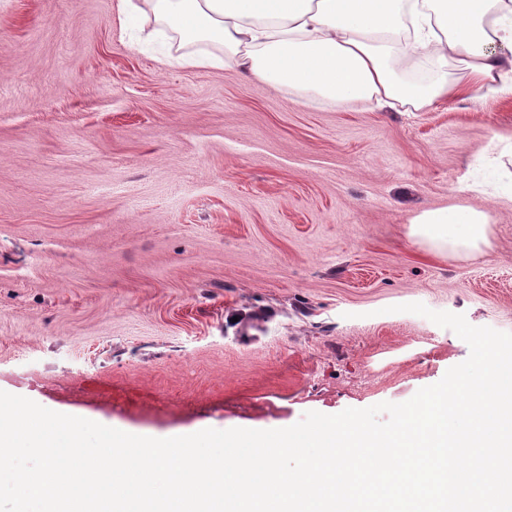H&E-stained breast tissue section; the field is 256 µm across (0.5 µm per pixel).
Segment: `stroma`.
Returning <instances> with one entry per match:
<instances>
[{"instance_id": "1", "label": "stroma", "mask_w": 512, "mask_h": 512, "mask_svg": "<svg viewBox=\"0 0 512 512\" xmlns=\"http://www.w3.org/2000/svg\"><path fill=\"white\" fill-rule=\"evenodd\" d=\"M119 0H0V390L147 434L403 403L512 333V95L415 112L161 66ZM488 217L438 249L428 210ZM413 224H418L421 237L441 248L451 245L477 249L480 244H488L487 217L481 211L432 210L419 215Z\"/></svg>"}]
</instances>
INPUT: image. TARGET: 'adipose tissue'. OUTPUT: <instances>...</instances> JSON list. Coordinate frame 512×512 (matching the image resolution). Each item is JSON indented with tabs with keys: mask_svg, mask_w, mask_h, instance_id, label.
I'll return each instance as SVG.
<instances>
[{
	"mask_svg": "<svg viewBox=\"0 0 512 512\" xmlns=\"http://www.w3.org/2000/svg\"><path fill=\"white\" fill-rule=\"evenodd\" d=\"M121 13L169 31L182 67L233 69L306 98L413 111L475 90L512 94V0H122ZM406 58L431 65L434 79L400 77L393 63ZM416 222L441 248L487 241L480 211Z\"/></svg>",
	"mask_w": 512,
	"mask_h": 512,
	"instance_id": "adipose-tissue-1",
	"label": "adipose tissue"
}]
</instances>
